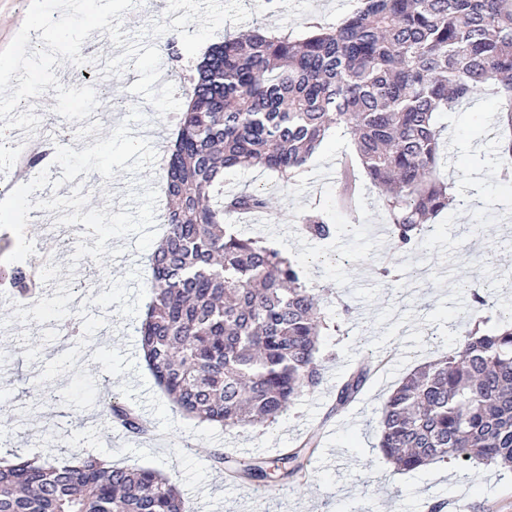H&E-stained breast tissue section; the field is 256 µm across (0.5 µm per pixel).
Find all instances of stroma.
I'll use <instances>...</instances> for the list:
<instances>
[{
  "mask_svg": "<svg viewBox=\"0 0 512 512\" xmlns=\"http://www.w3.org/2000/svg\"><path fill=\"white\" fill-rule=\"evenodd\" d=\"M249 18L225 23L210 45L225 37L262 29L304 32L308 22L339 24L357 0H242ZM166 6L136 0L124 15V31L141 34L143 43L164 48L166 35L147 31L165 20ZM137 73L106 78L92 74L95 88L111 85L127 106L140 109L143 121L132 130L157 155H166L175 126L158 117L141 96L131 94ZM500 99L489 89L475 93L470 105L436 115L449 138V164L437 174L452 182L456 201L427 228L418 247L397 252L377 188L362 180L356 210L341 207L340 160L351 142L342 129H331L307 172L282 183L277 174L259 168L224 172L228 193L263 190L274 210L242 216L240 232L262 238L297 259L303 281L315 289L329 324L321 338L323 381L303 392L289 410L270 425L240 426L202 421L183 415L156 384L143 361L135 327L139 317L122 318L115 307L89 306L107 323L84 349L73 370L38 383L47 361L71 349L54 321L18 323L0 329V428L11 445L43 458L66 451L111 459L113 465L143 467L168 477L193 512H427L429 503L461 502L464 512H512V471L460 462L437 463L407 472L395 470L380 448L383 400L414 368L455 346L454 325L484 317L490 323L512 317V183L499 180L501 151L512 138L497 123ZM318 209L337 234L329 240L308 237L300 219ZM51 214L41 210L25 235L55 262L43 275L46 297L59 283H69L82 301L106 291V277L138 269L142 284L151 277V251L135 248V237L113 238L108 248L125 247L124 255L100 267L91 257L71 263L76 234L51 228ZM393 272L383 278L384 260ZM488 283L490 306L477 310L469 288ZM349 314H342V305ZM372 360L374 373L364 390L344 409L336 407V390L360 360ZM135 406L154 430L141 436L102 421L97 409L106 396ZM320 444L306 467L303 484L239 487L225 481L210 456L220 450L238 458H268L294 448L311 435Z\"/></svg>",
  "mask_w": 512,
  "mask_h": 512,
  "instance_id": "stroma-1",
  "label": "stroma"
}]
</instances>
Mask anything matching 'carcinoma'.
Segmentation results:
<instances>
[{"instance_id": "obj_1", "label": "carcinoma", "mask_w": 512, "mask_h": 512, "mask_svg": "<svg viewBox=\"0 0 512 512\" xmlns=\"http://www.w3.org/2000/svg\"><path fill=\"white\" fill-rule=\"evenodd\" d=\"M500 95L512 127V0H359L336 26L295 37L256 30L226 37L197 66L166 159L167 231L151 259V298L136 328L148 367L180 412L226 427L275 421L318 387L325 322L297 263L240 234L234 217L268 212L261 191L224 195L223 171L260 167L288 182L333 127L382 191L396 249L418 245L448 208L436 169L438 112L479 87ZM301 224L315 239L337 233L322 213ZM17 296L36 287L26 267L0 269ZM458 326L459 346L407 375L380 411V448L398 469L455 460L512 468V322ZM368 379L364 364L336 390L344 408ZM100 417L142 435L132 405L107 398ZM311 437L272 458L212 455L246 484L303 477ZM0 466V512H190L175 484L100 457H28Z\"/></svg>"}]
</instances>
